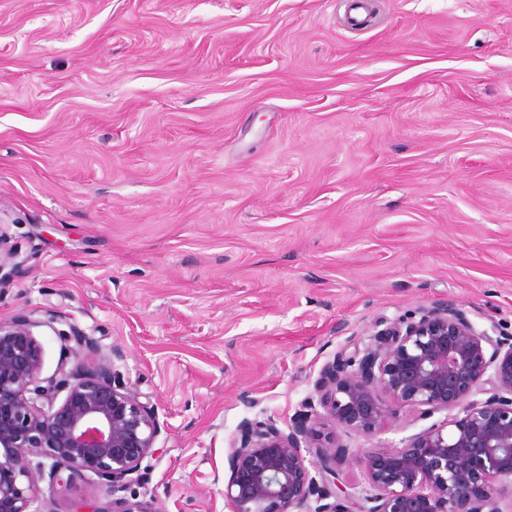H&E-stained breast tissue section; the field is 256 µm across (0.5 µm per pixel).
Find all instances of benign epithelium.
Masks as SVG:
<instances>
[{"label": "benign epithelium", "instance_id": "7a95c632", "mask_svg": "<svg viewBox=\"0 0 512 512\" xmlns=\"http://www.w3.org/2000/svg\"><path fill=\"white\" fill-rule=\"evenodd\" d=\"M37 328L68 350L48 377ZM121 357L102 354L59 314L0 319V512H52L38 478L66 484L91 472L120 492L155 454L157 411L115 368ZM402 407L424 417L456 407L461 414L400 447L363 449L368 487L342 489L336 458L344 445L324 426L371 435ZM227 461L228 512H504L498 499L512 486V333L480 326L452 301L381 318L368 337H347L325 362L287 429L243 419ZM92 512L156 510L116 498Z\"/></svg>", "mask_w": 512, "mask_h": 512}]
</instances>
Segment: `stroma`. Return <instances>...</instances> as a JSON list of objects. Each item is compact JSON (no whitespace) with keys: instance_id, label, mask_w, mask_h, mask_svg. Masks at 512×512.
Listing matches in <instances>:
<instances>
[{"instance_id":"obj_1","label":"stroma","mask_w":512,"mask_h":512,"mask_svg":"<svg viewBox=\"0 0 512 512\" xmlns=\"http://www.w3.org/2000/svg\"><path fill=\"white\" fill-rule=\"evenodd\" d=\"M376 3L353 30L343 0H0V318L121 351L161 425L126 498L227 512L240 421L286 427L379 318L512 332V0ZM446 417L341 433V481Z\"/></svg>"}]
</instances>
